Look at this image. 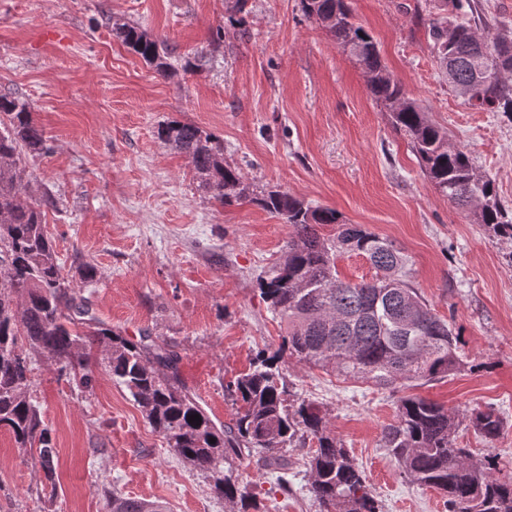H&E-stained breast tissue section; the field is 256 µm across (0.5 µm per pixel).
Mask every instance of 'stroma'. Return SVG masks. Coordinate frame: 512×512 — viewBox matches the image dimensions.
Listing matches in <instances>:
<instances>
[{"instance_id":"obj_1","label":"stroma","mask_w":512,"mask_h":512,"mask_svg":"<svg viewBox=\"0 0 512 512\" xmlns=\"http://www.w3.org/2000/svg\"><path fill=\"white\" fill-rule=\"evenodd\" d=\"M349 5L387 70L511 210L512 119L469 107L442 75L428 36L439 0ZM117 22L168 41L175 75L160 77L122 45ZM0 93L30 104L50 147L23 167L64 277L122 336L147 334L177 353L183 383L216 424L236 418L226 384L287 334L258 278L282 258L291 229L256 205L202 193L189 159L158 136L173 120L223 143L225 164L251 189L279 188L393 241L413 288L459 332L464 367L406 388L284 360L290 391L328 414L384 512H448L383 446L408 394L455 415L459 446L477 460L496 456L498 476L512 477V241L436 192L364 71L300 0H247L240 12L235 0H0ZM86 262L99 270L87 289ZM86 351L87 390L34 357L27 397L50 431L55 469L45 474L36 449L0 428V512H112L116 494L168 512H240L154 432L113 380L103 346ZM487 407L504 419L491 443L468 421ZM306 461L296 447L280 473L247 456L236 466L263 512H321Z\"/></svg>"}]
</instances>
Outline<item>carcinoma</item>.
Masks as SVG:
<instances>
[{
    "label": "carcinoma",
    "mask_w": 512,
    "mask_h": 512,
    "mask_svg": "<svg viewBox=\"0 0 512 512\" xmlns=\"http://www.w3.org/2000/svg\"><path fill=\"white\" fill-rule=\"evenodd\" d=\"M444 5L450 9L429 21L428 34L441 67L456 64L451 85L475 88L464 98L468 105L512 117V76L502 83L486 77L497 64L512 69V29L489 28L471 0H444ZM301 7L370 75V95L389 107L392 126L408 137L434 188L450 203L473 210L476 222L495 236L512 240V216L499 202L494 183L474 177L469 154L448 145V134L388 72L373 39L354 22L347 0H301ZM112 32L158 75L174 74L166 62L173 53L168 44L131 23L116 22ZM158 134L190 159L199 190L223 205L250 202L292 228L284 257L258 282L261 298L286 321L287 335L278 349L257 353L253 370L226 385L241 406L233 426L217 427L181 382L176 353L147 336L131 341L112 330L63 277L41 205L20 202L27 187L17 178L22 155L46 151V140L28 104L0 94V159H10L9 165L0 164V427L23 446L39 444L41 465L52 469L49 429L20 395L32 383V355L46 357L60 374L69 375L84 367L79 346L97 342L108 349L112 377L168 447L208 475L216 499L238 501L243 512H260L232 461L256 454L265 466L281 465L288 448L310 439L317 446L308 461L309 492L322 512H380L326 414L291 394L281 372L284 355L387 388L427 383L459 369L458 334L412 288L406 259L393 242L363 224L343 222L334 209L313 207L285 191L251 192L243 174L224 165L223 150L193 123L171 121ZM331 224L334 234L320 232ZM345 253L365 257L375 269L372 279H341L336 261ZM195 414L201 421L189 422ZM469 422L488 443L503 428L493 408L473 410ZM456 430L455 417L443 406L406 397L396 421L383 432L384 447L414 481L448 497L449 512H512V479L496 476L492 455L471 459L469 449L458 446ZM112 512L165 508L114 496Z\"/></svg>",
    "instance_id": "cac0c4a2"
}]
</instances>
